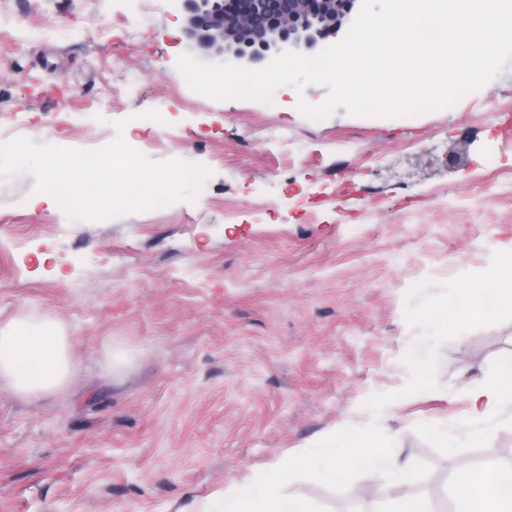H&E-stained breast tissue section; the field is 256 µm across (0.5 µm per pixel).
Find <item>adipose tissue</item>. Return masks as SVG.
<instances>
[{"label":"adipose tissue","instance_id":"ef3b65f1","mask_svg":"<svg viewBox=\"0 0 512 512\" xmlns=\"http://www.w3.org/2000/svg\"><path fill=\"white\" fill-rule=\"evenodd\" d=\"M43 157L46 186L31 200V208L77 211L79 198L67 188L68 163L55 143L46 144ZM73 370L68 338L51 314L0 324V382L15 394L40 398L63 387ZM469 400L476 421L490 419L503 403L512 402V366L476 384ZM454 512H512V464L456 474Z\"/></svg>","mask_w":512,"mask_h":512}]
</instances>
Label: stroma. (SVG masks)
I'll use <instances>...</instances> for the list:
<instances>
[{
	"mask_svg": "<svg viewBox=\"0 0 512 512\" xmlns=\"http://www.w3.org/2000/svg\"><path fill=\"white\" fill-rule=\"evenodd\" d=\"M186 28L175 0H0V156L5 132L25 141L0 175V323L53 314L76 365L37 400L0 387V512H194L374 420L394 456L430 465L423 490L512 461L510 404L482 443L430 434L468 430L470 387L512 365V321L442 344L436 388L364 406L409 379L408 288L512 249V61L460 107L313 121L297 103L324 102L321 85L270 105L194 92L177 68ZM52 138L77 166L136 153L100 170L127 201L31 209ZM291 488L328 512L402 496L377 470L341 492Z\"/></svg>",
	"mask_w": 512,
	"mask_h": 512,
	"instance_id": "35a3bbf8",
	"label": "stroma"
}]
</instances>
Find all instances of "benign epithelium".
Segmentation results:
<instances>
[{
  "label": "benign epithelium",
  "mask_w": 512,
  "mask_h": 512,
  "mask_svg": "<svg viewBox=\"0 0 512 512\" xmlns=\"http://www.w3.org/2000/svg\"><path fill=\"white\" fill-rule=\"evenodd\" d=\"M187 37L211 57L267 65L283 50H316L338 33L357 0H254L250 11H224L181 0Z\"/></svg>",
  "instance_id": "obj_1"
}]
</instances>
